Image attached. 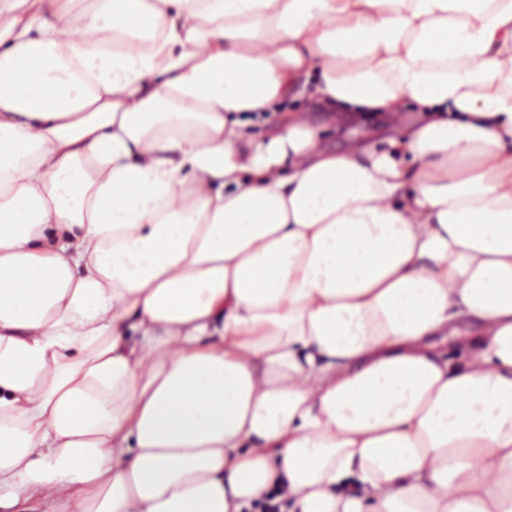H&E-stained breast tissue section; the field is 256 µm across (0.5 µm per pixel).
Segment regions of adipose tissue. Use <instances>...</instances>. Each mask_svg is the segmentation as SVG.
Listing matches in <instances>:
<instances>
[{"label":"adipose tissue","mask_w":512,"mask_h":512,"mask_svg":"<svg viewBox=\"0 0 512 512\" xmlns=\"http://www.w3.org/2000/svg\"><path fill=\"white\" fill-rule=\"evenodd\" d=\"M273 492L512 512V0H0V512ZM290 106L310 112V116L317 123L330 125L325 143L331 149H342L354 134H362L371 141L379 142L381 138L392 133L391 125L383 112L331 114L324 112L321 106L306 94L296 96L293 102H289Z\"/></svg>","instance_id":"adipose-tissue-1"}]
</instances>
